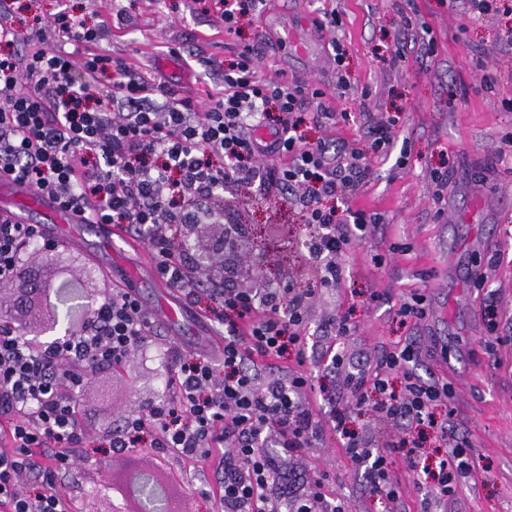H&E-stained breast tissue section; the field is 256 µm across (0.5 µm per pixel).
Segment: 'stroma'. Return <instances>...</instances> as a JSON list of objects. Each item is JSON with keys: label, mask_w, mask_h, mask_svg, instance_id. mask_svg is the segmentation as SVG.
<instances>
[{"label": "stroma", "mask_w": 512, "mask_h": 512, "mask_svg": "<svg viewBox=\"0 0 512 512\" xmlns=\"http://www.w3.org/2000/svg\"><path fill=\"white\" fill-rule=\"evenodd\" d=\"M69 6L101 28V52L199 102L223 89L225 61L250 46L259 50L260 78L323 92L333 117L309 126L310 141L345 153L363 147L371 128H388L391 147L370 157L368 177L350 202L380 221L356 232L338 257L340 283L317 287L305 248L312 228L295 196L231 186L221 208L224 223L244 231L235 248L244 259L237 282L312 290L302 350L312 384L307 397L320 417L328 415V396L342 391L330 368L334 353L372 366L383 350L414 345L418 374L453 388L448 435L427 441L428 463L457 443L468 444L475 458L474 470L432 512H512V47L502 41L512 28V0H495L477 19L465 0H267L261 15L241 17L234 34L216 14L201 12L198 0ZM289 32L314 36L313 63L286 42ZM336 44L344 52L339 63ZM342 77L349 86L341 90ZM473 266L482 278L467 276ZM26 276L53 290L81 281L98 298L129 287L149 311L157 297L150 282H130L92 249L64 242L40 253ZM373 292L382 299L371 304ZM415 294L425 298L426 317L399 316ZM333 318L347 319L350 333L334 335ZM219 332L205 309L185 306L179 324L153 322L141 348L84 378L76 397L93 443L57 480L74 512H139L137 497L115 484L141 474L163 484L165 512H213L200 493L221 479L213 466L140 448L115 453L99 442L121 427L128 409L170 396L176 354L216 357ZM280 471L302 491L322 480L324 494L344 501L347 512L422 510L417 473L397 462L399 499L372 494L329 425L315 447L283 458Z\"/></svg>", "instance_id": "stroma-1"}]
</instances>
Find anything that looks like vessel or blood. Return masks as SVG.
Masks as SVG:
<instances>
[{
    "label": "vessel or blood",
    "mask_w": 512,
    "mask_h": 512,
    "mask_svg": "<svg viewBox=\"0 0 512 512\" xmlns=\"http://www.w3.org/2000/svg\"><path fill=\"white\" fill-rule=\"evenodd\" d=\"M35 213L45 215L56 235L65 238L68 243L86 244L88 226L83 214L62 209L54 199L35 192L27 183L1 177L0 215L25 224ZM97 248L104 258L109 259L125 250L136 251L137 246L129 242L119 228L114 227L106 240L98 242Z\"/></svg>",
    "instance_id": "vessel-or-blood-1"
}]
</instances>
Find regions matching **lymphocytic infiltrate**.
Wrapping results in <instances>:
<instances>
[{"instance_id":"obj_1","label":"lymphocytic infiltrate","mask_w":512,"mask_h":512,"mask_svg":"<svg viewBox=\"0 0 512 512\" xmlns=\"http://www.w3.org/2000/svg\"><path fill=\"white\" fill-rule=\"evenodd\" d=\"M68 39L81 56L51 47L49 36ZM98 29L58 11L33 35L0 25V175L28 182L94 224H123L146 243L156 276L177 288L185 303L201 295L218 302L224 327L219 360L180 359L170 398L129 410L106 445L116 451L148 442L183 459H217L224 484L217 512H269L268 491L279 481L282 455L311 447L322 430L301 370L262 379L254 361L272 364L300 351L309 293L288 288L234 286V269L218 267L201 278L191 267L179 227L215 218L211 199L244 183L266 195L297 193L313 228L305 246L316 283L332 288L336 261L372 217L338 210L368 174V156L385 152L391 136L376 129L366 145L329 158L325 143L308 142L307 102L328 116L321 92L285 80L258 78L256 54L245 48L224 68V87L207 108L190 96L166 93L126 63L96 52ZM274 121L278 137L266 144L251 129ZM45 238L36 224L0 220V286L11 281ZM151 334V321L135 293L116 288L98 302L75 333L35 346L0 328V512H68L55 477L77 461L86 432L73 394L86 371L117 365ZM415 349L386 350L381 368L337 354L333 369L358 406L380 424L401 426L402 437L371 448L348 427L345 409L331 405L334 428L350 459L365 468L372 493L396 499L390 474L395 460L422 469L425 502L447 498L459 475L472 472L470 448L454 445L435 466L422 465L427 433H445L436 411L450 397L447 384L421 379ZM402 390H395L393 376Z\"/></svg>"}]
</instances>
